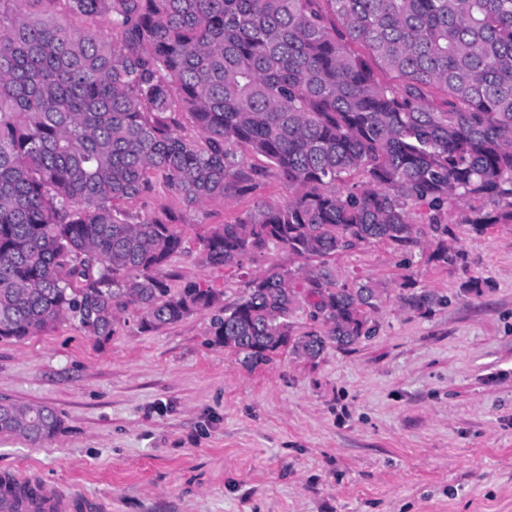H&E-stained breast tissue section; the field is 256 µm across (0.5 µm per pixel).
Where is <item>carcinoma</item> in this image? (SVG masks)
Segmentation results:
<instances>
[{
    "label": "carcinoma",
    "instance_id": "cac0c4a2",
    "mask_svg": "<svg viewBox=\"0 0 512 512\" xmlns=\"http://www.w3.org/2000/svg\"><path fill=\"white\" fill-rule=\"evenodd\" d=\"M56 4L120 42L51 22L39 6ZM248 153L291 195L213 227L207 264L241 269L271 244L321 264L404 245L413 207L431 259L462 264L451 225L512 224V0H0V338L63 320L108 337L130 305L151 329L217 309L214 343L250 367L372 336L377 282L310 273L324 330L298 334L291 269L223 307L161 273L184 251L178 216L124 204L159 185L190 210L250 194ZM398 300L438 298L405 283ZM6 408L33 419L30 441L60 430L49 407Z\"/></svg>",
    "mask_w": 512,
    "mask_h": 512
}]
</instances>
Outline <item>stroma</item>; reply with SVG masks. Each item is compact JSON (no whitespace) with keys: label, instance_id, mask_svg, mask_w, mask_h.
Wrapping results in <instances>:
<instances>
[{"label":"stroma","instance_id":"obj_1","mask_svg":"<svg viewBox=\"0 0 512 512\" xmlns=\"http://www.w3.org/2000/svg\"><path fill=\"white\" fill-rule=\"evenodd\" d=\"M251 164L264 176L250 196L188 211L160 187L134 202L184 226L171 287L198 283L229 304L250 277L298 267L273 245L240 270L204 260L210 228L290 195L264 158ZM410 219L417 244L366 243L327 264L338 282L387 292L374 337L314 360L284 352L251 369L209 344L210 312L150 330L133 305L106 339L65 321L0 340V402L61 420L37 443L0 435V473L106 512H512V224L456 225L466 260L451 267L429 258L424 212ZM405 280L440 304L403 308Z\"/></svg>","mask_w":512,"mask_h":512}]
</instances>
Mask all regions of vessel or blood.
Returning <instances> with one entry per match:
<instances>
[{
	"instance_id": "1",
	"label": "vessel or blood",
	"mask_w": 512,
	"mask_h": 512,
	"mask_svg": "<svg viewBox=\"0 0 512 512\" xmlns=\"http://www.w3.org/2000/svg\"><path fill=\"white\" fill-rule=\"evenodd\" d=\"M88 500L60 493L53 485L11 474L0 482V512H81Z\"/></svg>"
}]
</instances>
